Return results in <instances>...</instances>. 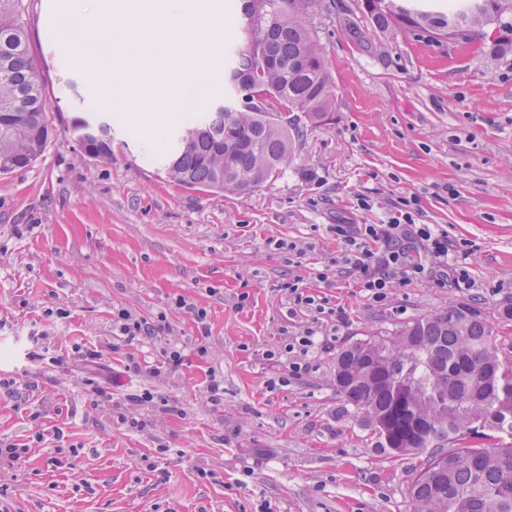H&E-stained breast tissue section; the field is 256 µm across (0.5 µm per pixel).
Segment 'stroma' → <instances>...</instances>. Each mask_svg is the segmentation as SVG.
<instances>
[{"label":"stroma","mask_w":512,"mask_h":512,"mask_svg":"<svg viewBox=\"0 0 512 512\" xmlns=\"http://www.w3.org/2000/svg\"><path fill=\"white\" fill-rule=\"evenodd\" d=\"M362 2L314 0L307 21L336 111L250 193L173 185L156 158L182 117L138 123L117 105L110 159L61 130L32 166L0 175V379L22 385L0 388V444L29 448L0 466V512H257L263 502L273 512H412L408 487L425 455L376 451L336 391V354L394 339L454 301L491 316L512 301V53L493 60L475 44L369 23L362 49L346 29ZM29 3L31 53L52 113L65 116L76 101L60 79L75 71L55 24L69 0ZM413 195L416 223L447 232L469 285L411 278L373 301L333 227L386 223ZM286 282L332 314L294 305ZM182 300L205 308V322ZM116 307L166 315L170 330L111 350ZM308 328L322 346L306 373L278 383L285 344ZM170 340L184 349L177 372H127L128 356L158 363ZM36 345L57 364L30 360ZM99 346L98 362L75 354ZM214 375L218 409L206 395ZM146 388L157 400L138 404ZM166 399L179 413H165ZM123 415L144 428L125 429Z\"/></svg>","instance_id":"1"}]
</instances>
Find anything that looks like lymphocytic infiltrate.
Returning <instances> with one entry per match:
<instances>
[{"label":"lymphocytic infiltrate","mask_w":512,"mask_h":512,"mask_svg":"<svg viewBox=\"0 0 512 512\" xmlns=\"http://www.w3.org/2000/svg\"><path fill=\"white\" fill-rule=\"evenodd\" d=\"M417 204L414 198L404 201L387 223L366 225L358 238L352 236L350 225L336 227L345 244V262L372 299L383 300L395 280L409 276L433 274L438 284L454 287L466 280L464 270L448 262L446 232L416 223ZM378 247L383 250L379 256L374 253ZM112 326L128 344L158 338L169 329L165 316L150 322L118 307L112 311Z\"/></svg>","instance_id":"f902f5d3"}]
</instances>
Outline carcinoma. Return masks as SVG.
Returning <instances> with one entry per match:
<instances>
[{
    "label": "carcinoma",
    "mask_w": 512,
    "mask_h": 512,
    "mask_svg": "<svg viewBox=\"0 0 512 512\" xmlns=\"http://www.w3.org/2000/svg\"><path fill=\"white\" fill-rule=\"evenodd\" d=\"M261 16L241 11V39L226 66L224 105L185 119L160 165L170 182L244 194L282 172L304 127L335 111L331 74L306 16L313 0H261ZM380 30L433 31L457 20L471 39L496 25L512 32V0H450L448 11L412 0H363ZM25 0H0V174L45 152L57 128L43 74L29 53ZM67 130L81 150L112 157V118L87 110ZM398 346L367 338L336 355L334 384L367 426L390 415L398 456L429 453L409 485L413 512H512V359L500 356L477 302L405 324ZM499 368H494V364ZM482 423L478 440L457 432Z\"/></svg>",
    "instance_id": "cac0c4a2"
}]
</instances>
